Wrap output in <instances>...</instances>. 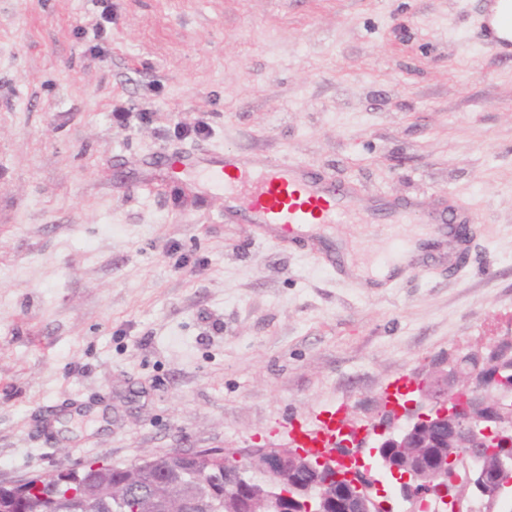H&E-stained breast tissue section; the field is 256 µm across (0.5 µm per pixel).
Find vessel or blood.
Segmentation results:
<instances>
[{"mask_svg":"<svg viewBox=\"0 0 512 512\" xmlns=\"http://www.w3.org/2000/svg\"><path fill=\"white\" fill-rule=\"evenodd\" d=\"M479 4V37L500 57L512 58V0H479ZM178 163L198 168L211 189L223 191L225 219L257 228L272 242L304 239L323 244L325 260L335 263L336 253L325 242L333 238L337 225L355 219L350 186L328 181L318 171L287 159L259 167L242 151L185 156ZM387 208L393 224L401 226L412 223L418 203L412 198L394 200ZM408 245L405 235L394 234L375 278L396 276L395 264Z\"/></svg>","mask_w":512,"mask_h":512,"instance_id":"obj_1","label":"vessel or blood"}]
</instances>
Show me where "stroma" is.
I'll return each instance as SVG.
<instances>
[{"instance_id": "35a3bbf8", "label": "stroma", "mask_w": 512, "mask_h": 512, "mask_svg": "<svg viewBox=\"0 0 512 512\" xmlns=\"http://www.w3.org/2000/svg\"><path fill=\"white\" fill-rule=\"evenodd\" d=\"M238 150L468 232L366 282L388 214L338 225L333 268L167 168ZM511 323L512 60L476 0H0V485L282 445L328 404L362 432Z\"/></svg>"}]
</instances>
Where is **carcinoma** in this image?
<instances>
[{"mask_svg":"<svg viewBox=\"0 0 512 512\" xmlns=\"http://www.w3.org/2000/svg\"><path fill=\"white\" fill-rule=\"evenodd\" d=\"M468 363L490 376H501L512 385V340L500 342L496 352H472ZM416 446L423 448L426 462L439 470L447 467L451 453L460 451L452 427L448 424L423 430ZM81 486L45 484L28 495L26 512H107L106 505L120 498L122 512H182L181 499L205 501L196 512H239L238 496L244 483L266 482L268 478L246 461H220L212 466L192 456L152 455L130 466L108 462L88 463L80 470ZM75 494L67 495L69 489Z\"/></svg>","mask_w":512,"mask_h":512,"instance_id":"carcinoma-1","label":"carcinoma"}]
</instances>
